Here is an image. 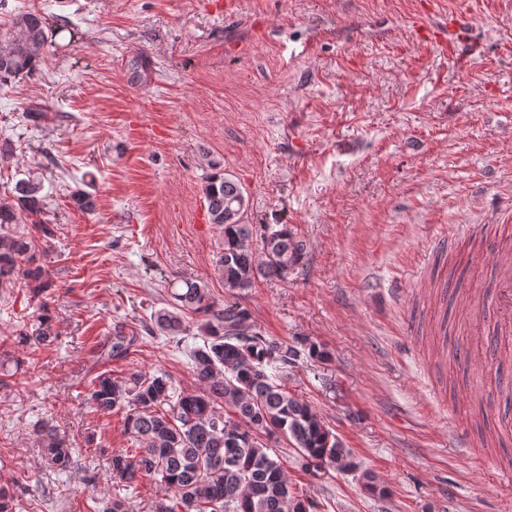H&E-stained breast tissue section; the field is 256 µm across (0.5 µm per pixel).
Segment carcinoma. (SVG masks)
I'll return each instance as SVG.
<instances>
[{
    "instance_id": "1",
    "label": "carcinoma",
    "mask_w": 512,
    "mask_h": 512,
    "mask_svg": "<svg viewBox=\"0 0 512 512\" xmlns=\"http://www.w3.org/2000/svg\"><path fill=\"white\" fill-rule=\"evenodd\" d=\"M45 29L46 18L39 13L12 18L7 35L0 38V84L35 68L46 43ZM210 167L214 173L204 196L210 222L224 232L217 259L224 287L245 291L260 278H286L305 259L303 240L288 224L257 234L245 220L241 184L224 175L220 163L212 161ZM42 190L41 180L20 179L12 189L14 203L0 205L1 286L15 283L18 262L34 257L35 236L19 234L11 225L41 211ZM189 314L201 316L197 329L203 345L192 354L197 393L175 397L166 376L140 373L122 380L102 375L90 390L98 411L126 409L124 430L139 443L130 453L111 456L110 476L127 484L142 476H161L177 498L173 504L157 501L153 512H313L311 501L304 511L291 495L288 476L263 437H282L292 448L338 470L354 462L349 449L336 447V435L316 411L276 382V374H288L299 351L258 331L242 304L219 305L205 284L188 279L171 290L169 307L151 314L143 330L179 336L186 331ZM54 336L49 317L42 315L35 341L43 344ZM138 339L134 330L126 335L115 329L112 357L126 356ZM221 406L234 415L221 412ZM34 434L50 464L60 470L70 467L71 450L55 425L42 421Z\"/></svg>"
}]
</instances>
